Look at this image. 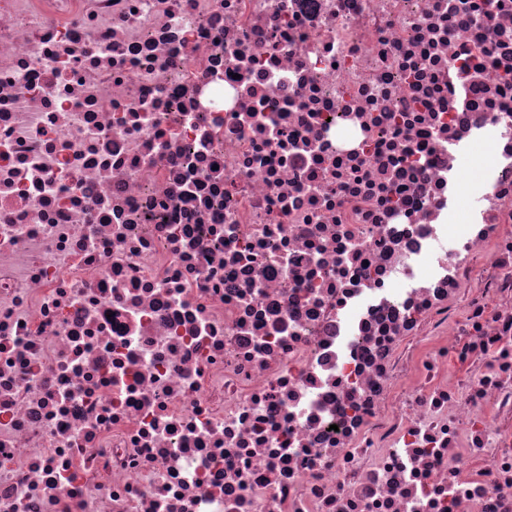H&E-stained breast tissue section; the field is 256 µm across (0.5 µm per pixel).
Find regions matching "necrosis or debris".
Listing matches in <instances>:
<instances>
[{"instance_id": "obj_1", "label": "necrosis or debris", "mask_w": 512, "mask_h": 512, "mask_svg": "<svg viewBox=\"0 0 512 512\" xmlns=\"http://www.w3.org/2000/svg\"><path fill=\"white\" fill-rule=\"evenodd\" d=\"M0 512H512V0H0Z\"/></svg>"}]
</instances>
